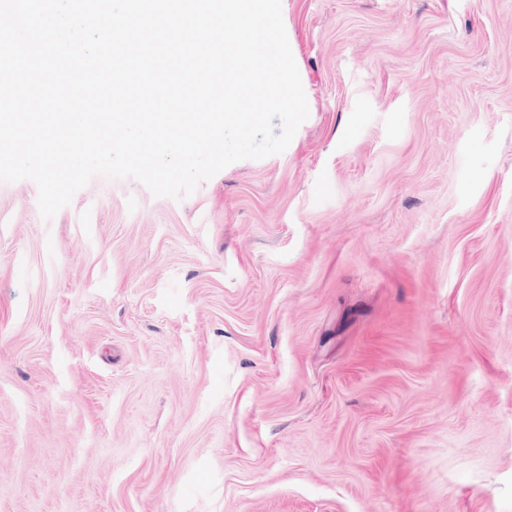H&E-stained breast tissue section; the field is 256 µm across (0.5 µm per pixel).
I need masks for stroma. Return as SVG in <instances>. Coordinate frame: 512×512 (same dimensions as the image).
Returning <instances> with one entry per match:
<instances>
[{
	"mask_svg": "<svg viewBox=\"0 0 512 512\" xmlns=\"http://www.w3.org/2000/svg\"><path fill=\"white\" fill-rule=\"evenodd\" d=\"M281 7L282 154L0 183V512H512V0Z\"/></svg>",
	"mask_w": 512,
	"mask_h": 512,
	"instance_id": "obj_1",
	"label": "stroma"
}]
</instances>
